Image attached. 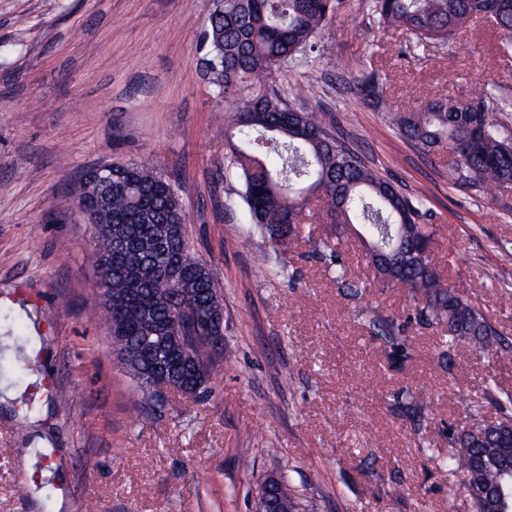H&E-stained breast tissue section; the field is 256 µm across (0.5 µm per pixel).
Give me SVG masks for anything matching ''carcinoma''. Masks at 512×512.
Instances as JSON below:
<instances>
[{"instance_id":"1","label":"carcinoma","mask_w":512,"mask_h":512,"mask_svg":"<svg viewBox=\"0 0 512 512\" xmlns=\"http://www.w3.org/2000/svg\"><path fill=\"white\" fill-rule=\"evenodd\" d=\"M495 21L512 42V0H490ZM383 23L414 35L424 44L447 45L476 16L477 0H375ZM333 0H216L203 24L201 48L214 61L206 72L211 96L232 114L227 129L230 157L225 174L243 183L241 198L255 228L267 236L275 258L304 240L328 261L336 283L346 288L348 267L331 237H301V225L330 219L332 224H361L367 238L391 255L389 264H374L378 288H405L413 318L423 325H442L447 343H467L478 350L496 347L512 357V342L500 338L477 302L461 295L432 265L416 256L435 244L434 225L425 221L421 204L368 167L333 135L318 112L286 99L268 87L288 63H301L314 51L323 23L333 15ZM380 76L372 72L357 81V94L373 107L383 100ZM512 97L478 82L472 101L432 99L408 112L387 117L399 135L422 152L448 151V180L467 189L512 183ZM112 190L99 193L93 177L87 184L96 268L103 299L100 308L116 336L125 364L147 398L155 393L150 374L166 351L151 329L170 321L172 309L185 305L182 323L203 302L220 293L208 266L191 250L185 214L177 188L153 167L116 165ZM322 211L311 212V201ZM163 239L166 249L155 250ZM187 297L175 289L184 278ZM360 318L372 337L383 343L395 364L411 359L404 328L393 316L363 311ZM410 415L423 412V398L396 394ZM497 433L484 426L481 406H474L471 429L448 433V474L461 478L474 512H512V394L497 401Z\"/></svg>"}]
</instances>
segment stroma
I'll list each match as a JSON object with an SVG mask.
<instances>
[{
    "label": "stroma",
    "mask_w": 512,
    "mask_h": 512,
    "mask_svg": "<svg viewBox=\"0 0 512 512\" xmlns=\"http://www.w3.org/2000/svg\"><path fill=\"white\" fill-rule=\"evenodd\" d=\"M211 0H0V512H252L278 475L302 512H472L449 476V430L487 418L512 392V359L408 320L406 289L353 295L310 247L265 261L224 177V107L199 60ZM309 64L277 86L325 113L377 172L423 200L433 265L512 338V187L448 182L447 155L400 137L387 112L429 98L466 102L476 82L512 92V48L476 20L448 46L384 27L373 0H336ZM379 70L384 101L353 89ZM149 163L177 188L192 251L224 290V354L207 392L144 400L100 300L93 227L71 191L90 167ZM66 215L51 218L52 207ZM403 322L412 358L390 367L358 322ZM423 394L427 433L394 411ZM44 435L47 445L37 444Z\"/></svg>",
    "instance_id": "obj_1"
}]
</instances>
